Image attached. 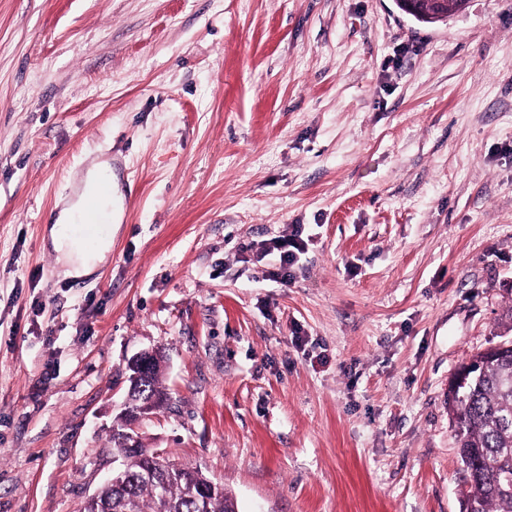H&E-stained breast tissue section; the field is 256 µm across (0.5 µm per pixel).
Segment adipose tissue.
<instances>
[{
    "label": "adipose tissue",
    "instance_id": "ef3b65f1",
    "mask_svg": "<svg viewBox=\"0 0 512 512\" xmlns=\"http://www.w3.org/2000/svg\"><path fill=\"white\" fill-rule=\"evenodd\" d=\"M92 197L97 198L103 212H112L117 207V199L113 195L112 167L96 159L81 175L73 196L64 203L50 229V245L57 255L63 275L68 278H78L92 272L104 262L112 248L111 234H102L90 245L75 228L87 200Z\"/></svg>",
    "mask_w": 512,
    "mask_h": 512
}]
</instances>
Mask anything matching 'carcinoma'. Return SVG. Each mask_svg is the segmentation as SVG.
<instances>
[{
	"instance_id": "1",
	"label": "carcinoma",
	"mask_w": 512,
	"mask_h": 512,
	"mask_svg": "<svg viewBox=\"0 0 512 512\" xmlns=\"http://www.w3.org/2000/svg\"><path fill=\"white\" fill-rule=\"evenodd\" d=\"M470 360L475 370L448 396L459 457L473 453L479 461L478 478L463 496L461 512H512V350L493 358L478 352ZM164 362L163 357L151 362L146 388L131 393L135 405L149 402L157 410L169 400ZM130 419L127 413L112 427L110 441L117 452L133 442ZM121 458L130 480L102 485L98 512H117L126 505L133 512H238L236 498L221 484L199 481L196 468L173 462L166 475L150 479V449H130Z\"/></svg>"
}]
</instances>
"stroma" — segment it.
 <instances>
[{
	"mask_svg": "<svg viewBox=\"0 0 512 512\" xmlns=\"http://www.w3.org/2000/svg\"><path fill=\"white\" fill-rule=\"evenodd\" d=\"M95 158L124 208L74 280ZM511 325L512 0H0V512H80L155 347L142 442L239 512H460L448 379ZM92 197L98 199L100 209L108 213L112 221V210L117 209L118 198L113 195L112 166L108 162L94 159L89 163L73 196L64 203L50 228L51 248L67 278L89 274L104 262L112 248V228L89 245L76 229L67 226L81 219L85 204ZM301 235L302 231L298 226L287 239L282 238L274 242L273 250H277L279 253V270L273 274L274 278L277 279L276 281L288 283L294 279V273L290 269L298 262L297 256L304 248ZM159 352H161L160 348H152L138 353L129 362L130 388L146 382L149 379L150 371V381L146 384V388L134 389L131 393L132 402L136 406L150 402L154 410H157L169 400L168 389L163 385L162 380L165 357L153 360V357Z\"/></svg>",
	"mask_w": 512,
	"mask_h": 512,
	"instance_id": "1",
	"label": "stroma"
}]
</instances>
